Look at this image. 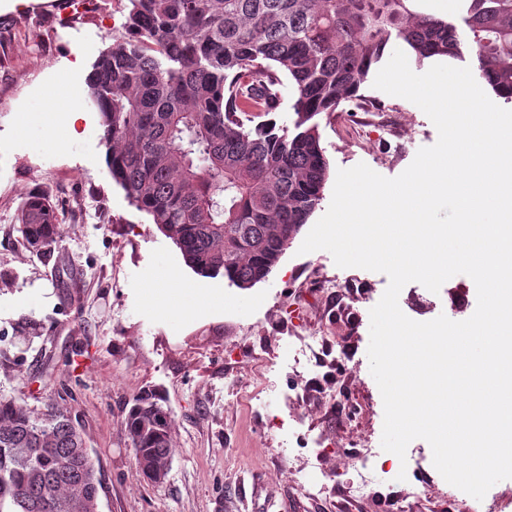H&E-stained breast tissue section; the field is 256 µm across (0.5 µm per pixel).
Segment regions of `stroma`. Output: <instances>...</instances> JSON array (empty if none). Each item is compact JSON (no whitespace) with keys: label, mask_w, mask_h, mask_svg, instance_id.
<instances>
[{"label":"stroma","mask_w":512,"mask_h":512,"mask_svg":"<svg viewBox=\"0 0 512 512\" xmlns=\"http://www.w3.org/2000/svg\"><path fill=\"white\" fill-rule=\"evenodd\" d=\"M127 0H88L71 13L65 0L0 11V393L41 409L53 404L81 426L103 489L98 512H388L379 495L385 472L405 467L398 485L409 512H464L443 490L431 459H418L421 440L405 458L381 448L384 406L370 373L369 312L388 278L341 268L324 250L300 253L296 235L267 280L241 289L224 277L186 266L179 248L132 206L106 166L99 117L67 134L58 109L71 89L85 91L86 70L122 30ZM85 69L70 70L75 58ZM331 172L365 163L393 178L438 133L412 102L364 84L357 97L320 119ZM49 192L64 226L57 261L44 263L24 246L15 216L28 195ZM169 289L196 300L175 309ZM339 281L340 297L316 292L319 280ZM458 305L447 290L411 282L399 295L416 321L469 318L477 290L453 276ZM80 288V307L63 289ZM327 328L345 355L323 352L297 362L304 327ZM266 355L239 362L227 355L248 343ZM324 373L326 395L305 400L301 426L264 432L281 405L278 393L299 375ZM237 382L225 393L224 378ZM160 391L170 412L175 448L167 480L139 475L121 420L144 388ZM336 445L334 486L309 495L286 478L292 433ZM378 449L373 490L354 491L353 457L360 437ZM429 495L416 499L417 486Z\"/></svg>","instance_id":"35a3bbf8"}]
</instances>
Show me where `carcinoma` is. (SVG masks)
I'll return each instance as SVG.
<instances>
[{"instance_id":"cac0c4a2","label":"carcinoma","mask_w":512,"mask_h":512,"mask_svg":"<svg viewBox=\"0 0 512 512\" xmlns=\"http://www.w3.org/2000/svg\"><path fill=\"white\" fill-rule=\"evenodd\" d=\"M411 0H128L122 32L92 65L105 163L186 265L247 289L268 278L323 200L319 118L352 97L403 44L420 63L475 58L476 81L512 100V0H460L462 24ZM291 83L293 127L271 114ZM18 230L49 262L63 228L47 192ZM122 429L136 463H170L161 396L133 399ZM101 482L63 410L0 395V512H97Z\"/></svg>"}]
</instances>
